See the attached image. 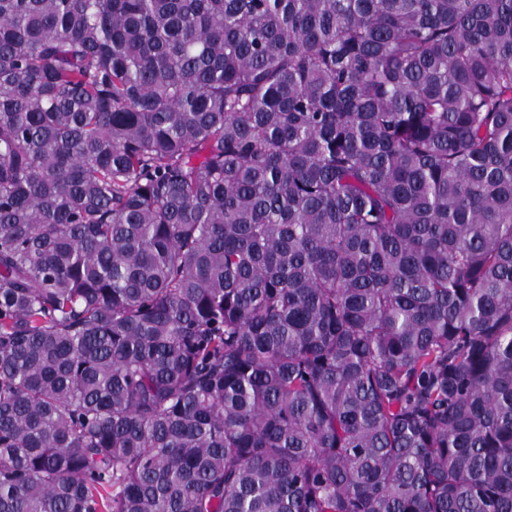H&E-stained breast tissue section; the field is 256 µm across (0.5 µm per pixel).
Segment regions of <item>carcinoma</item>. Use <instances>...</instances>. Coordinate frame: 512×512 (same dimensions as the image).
<instances>
[{
    "label": "carcinoma",
    "instance_id": "1",
    "mask_svg": "<svg viewBox=\"0 0 512 512\" xmlns=\"http://www.w3.org/2000/svg\"><path fill=\"white\" fill-rule=\"evenodd\" d=\"M0 512H512V0H0Z\"/></svg>",
    "mask_w": 512,
    "mask_h": 512
}]
</instances>
